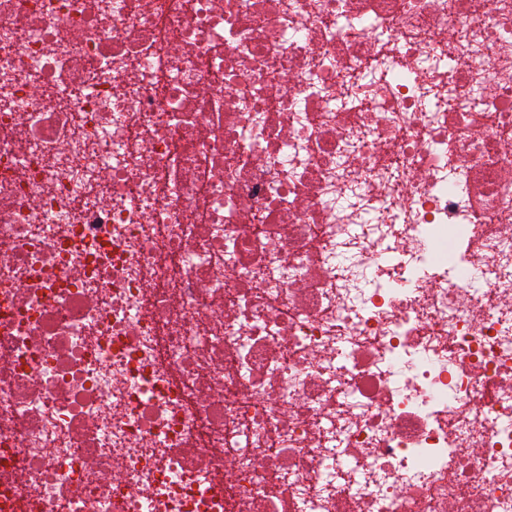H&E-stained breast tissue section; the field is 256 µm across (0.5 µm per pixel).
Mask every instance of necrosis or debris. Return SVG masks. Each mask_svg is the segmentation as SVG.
Here are the masks:
<instances>
[{
    "instance_id": "obj_1",
    "label": "necrosis or debris",
    "mask_w": 512,
    "mask_h": 512,
    "mask_svg": "<svg viewBox=\"0 0 512 512\" xmlns=\"http://www.w3.org/2000/svg\"><path fill=\"white\" fill-rule=\"evenodd\" d=\"M0 512H512V0H0Z\"/></svg>"
}]
</instances>
